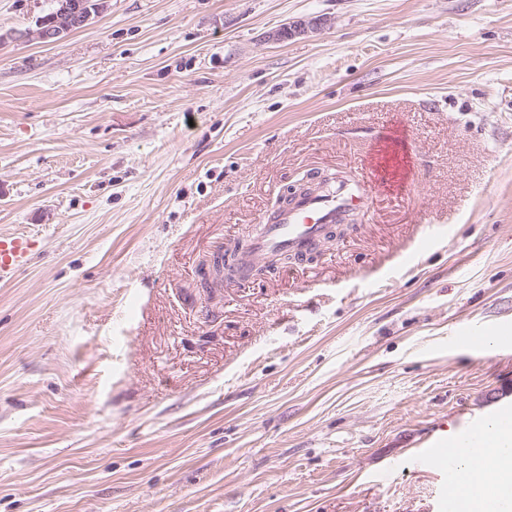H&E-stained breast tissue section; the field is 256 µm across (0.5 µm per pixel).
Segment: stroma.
Here are the masks:
<instances>
[{
  "instance_id": "1",
  "label": "stroma",
  "mask_w": 512,
  "mask_h": 512,
  "mask_svg": "<svg viewBox=\"0 0 512 512\" xmlns=\"http://www.w3.org/2000/svg\"><path fill=\"white\" fill-rule=\"evenodd\" d=\"M49 7L0 0V512H441L415 454L512 408L461 336H512V0ZM318 169L355 225L203 290ZM57 0L56 18L52 24L45 25L41 21L39 28L32 36L43 41L55 43L61 40L75 27L87 26L92 18L107 7L106 0ZM33 241L24 234L0 235V281H9L28 262Z\"/></svg>"
}]
</instances>
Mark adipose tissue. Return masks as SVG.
Wrapping results in <instances>:
<instances>
[{
	"instance_id": "1",
	"label": "adipose tissue",
	"mask_w": 512,
	"mask_h": 512,
	"mask_svg": "<svg viewBox=\"0 0 512 512\" xmlns=\"http://www.w3.org/2000/svg\"><path fill=\"white\" fill-rule=\"evenodd\" d=\"M486 432L488 444L483 455L457 453L458 466L470 480L468 501L472 504L490 497L512 499V416L497 414Z\"/></svg>"
}]
</instances>
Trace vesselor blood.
Listing matches in <instances>:
<instances>
[{
  "instance_id": "b4317fda",
  "label": "vessel or blood",
  "mask_w": 512,
  "mask_h": 512,
  "mask_svg": "<svg viewBox=\"0 0 512 512\" xmlns=\"http://www.w3.org/2000/svg\"><path fill=\"white\" fill-rule=\"evenodd\" d=\"M368 197L363 188L340 182L312 193L295 206L262 220L249 244L235 253L233 265L237 280H247L256 266L286 254H301L322 241L326 228L346 212L363 209ZM33 241L24 234L0 235V281H9L28 262ZM423 466H439L444 512H459L466 497L467 479L458 469L452 453L433 444L418 452Z\"/></svg>"
}]
</instances>
